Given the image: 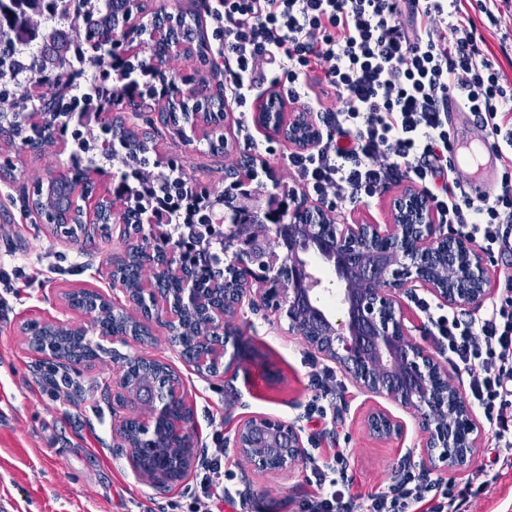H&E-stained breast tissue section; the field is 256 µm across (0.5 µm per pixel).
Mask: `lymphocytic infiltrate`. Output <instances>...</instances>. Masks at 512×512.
<instances>
[{
    "instance_id": "obj_1",
    "label": "lymphocytic infiltrate",
    "mask_w": 512,
    "mask_h": 512,
    "mask_svg": "<svg viewBox=\"0 0 512 512\" xmlns=\"http://www.w3.org/2000/svg\"><path fill=\"white\" fill-rule=\"evenodd\" d=\"M214 16L224 48L228 96L248 112L257 88L315 105L326 140L290 154L295 176L328 206L374 198L395 177L424 190L440 223L512 248V85L480 47L473 15L458 0H220ZM336 106L322 107V98ZM476 116L501 152L495 191L472 198L453 163L448 100ZM426 313L449 360L468 377L497 447L512 450V295L476 317ZM223 449L202 465L187 512H220ZM346 473L319 476L305 512H454L441 484L407 474L354 500Z\"/></svg>"
}]
</instances>
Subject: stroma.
I'll return each mask as SVG.
<instances>
[{"label":"stroma","instance_id":"1","mask_svg":"<svg viewBox=\"0 0 512 512\" xmlns=\"http://www.w3.org/2000/svg\"><path fill=\"white\" fill-rule=\"evenodd\" d=\"M221 129L228 145L211 151L205 139L177 136L165 126L155 130L164 162L174 164L185 179L212 194L224 189V170L241 156L264 159L273 177L259 175L267 189L290 188V146L256 126L242 128L235 106H228ZM70 150L38 151L0 143V512H160L172 503H188L199 484L198 471L159 494L140 482L127 462L112 454L114 416L134 415V408L111 409L102 398V384L111 382V357L93 365L77 364L69 373L56 370L28 346L21 323L52 316L80 320L65 303L66 292L96 288L110 292L108 262L123 254L119 231L94 233L77 242H60L46 225L25 210V198L37 181L67 173ZM403 180L388 184L368 204H342L340 222L386 224L391 199ZM250 349L236 379H204L184 362L162 324L149 322L146 344L129 341L123 351L173 365L185 383V400L202 448L223 447L240 417L264 413L298 421L308 438L309 459L292 474L254 476L257 494L244 500L240 468L233 456L223 458L224 485L233 503L222 512H303L316 491V470L335 467V450L346 449L350 494L378 491L393 482L396 463L414 452L415 426L396 441L372 439L364 425L366 412L382 400L359 393L342 370L289 334L287 318L266 312L235 319ZM332 377L331 390L320 387L322 373ZM492 435H485L473 465L441 475L450 494H458L477 468L492 469L497 480L484 491L460 501V512H512V465L499 461Z\"/></svg>","mask_w":512,"mask_h":512}]
</instances>
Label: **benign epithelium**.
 Returning a JSON list of instances; mask_svg holds the SVG:
<instances>
[{"instance_id": "7a95c632", "label": "benign epithelium", "mask_w": 512, "mask_h": 512, "mask_svg": "<svg viewBox=\"0 0 512 512\" xmlns=\"http://www.w3.org/2000/svg\"><path fill=\"white\" fill-rule=\"evenodd\" d=\"M143 0H126L121 13L123 29L145 30ZM257 128L273 134L296 150L313 146L320 136L314 113L286 110L285 105L263 103L255 113ZM257 158H246L226 172L225 180L246 184L254 177ZM293 204L283 224H226L224 211L217 222L224 224V270L231 279L198 284L193 273L169 254L160 263L162 277L181 284L176 295L142 282L127 286L124 277L112 274V296L96 290H77L92 296L79 307L89 325L64 322L54 317L40 320L43 335L58 340L84 337L107 315L119 318L130 330L100 336L114 345L112 362L118 365L112 379V404L133 401L147 414L136 419L132 433L126 419L112 422V453L128 463L136 478L162 492L185 481L191 467L203 462L205 450L194 447L192 413L176 420L170 409L186 405L184 382L169 364L145 356L130 357L115 345L142 339V321L156 318L172 336L178 335L184 315L196 314L210 336L182 348V356L200 376L227 374L237 370L247 351L240 332L229 321L243 306L285 315L288 330L327 361L343 370L361 393L382 398L409 414L420 436L422 468L448 473L478 456L483 426L464 395L459 381L448 373L440 357L445 350L418 343L405 320L408 302L417 291L429 293L438 306L479 310L490 299L483 254L466 236L448 229L427 202L424 191L405 186L390 204L389 224H338L332 212L318 200L290 190ZM97 196L90 177L72 190L68 205L81 224L125 223L129 207H112ZM267 209L262 194L241 196L235 210L260 216ZM138 238L155 237L153 214L138 210ZM288 237L285 258L278 264L265 259L269 232ZM333 268L336 289L313 288L316 275L311 258ZM258 282L260 288L252 287ZM336 292L341 315L329 313L323 293ZM123 299H117V294ZM26 340L37 352L59 366L79 360L72 354L58 356L53 344L32 336ZM369 434L377 440L400 439L405 422L386 408H373L365 416ZM226 445L241 465L244 498L254 496L251 476L269 472H291L306 455L302 427L296 422L254 413L241 418Z\"/></svg>"}]
</instances>
